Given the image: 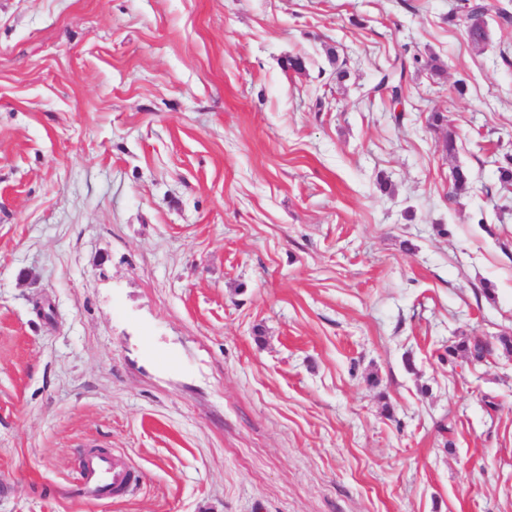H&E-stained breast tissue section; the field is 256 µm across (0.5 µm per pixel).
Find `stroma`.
I'll return each instance as SVG.
<instances>
[{
	"instance_id": "obj_1",
	"label": "stroma",
	"mask_w": 512,
	"mask_h": 512,
	"mask_svg": "<svg viewBox=\"0 0 512 512\" xmlns=\"http://www.w3.org/2000/svg\"><path fill=\"white\" fill-rule=\"evenodd\" d=\"M492 2L0 0V512H512V356L440 359L512 336ZM464 38L475 47L488 39V29L485 17L492 10L489 0H464ZM407 67V61L401 60L397 68L381 74L377 83L370 88L369 93L375 95L387 92L393 102L400 99L403 95ZM498 350H501L502 353L512 354V338L502 336L499 338L498 343L494 344L477 338L461 336L448 345L446 353L448 363L461 358L475 365L489 362L496 356ZM81 480L86 485L98 487L104 499H120L126 495V489L134 475L127 468H119L109 455H96L88 452L82 455Z\"/></svg>"
}]
</instances>
